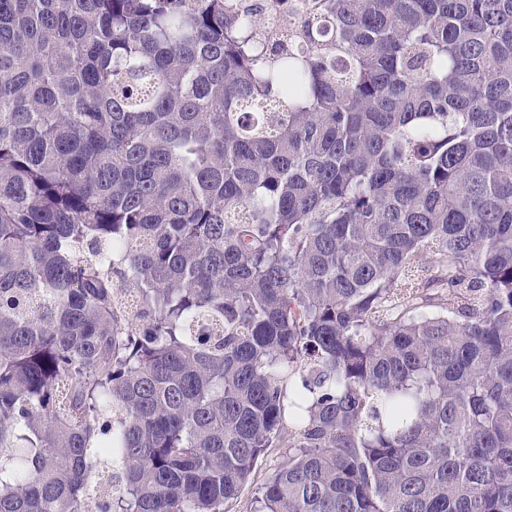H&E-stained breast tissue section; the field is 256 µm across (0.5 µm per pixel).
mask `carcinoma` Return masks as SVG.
<instances>
[{
	"label": "carcinoma",
	"instance_id": "cac0c4a2",
	"mask_svg": "<svg viewBox=\"0 0 512 512\" xmlns=\"http://www.w3.org/2000/svg\"><path fill=\"white\" fill-rule=\"evenodd\" d=\"M0 0V512H512V0ZM288 448H271L261 457L253 470L251 478L239 497L225 506L229 512H254L256 510L255 491L258 486L285 460Z\"/></svg>",
	"mask_w": 512,
	"mask_h": 512
}]
</instances>
